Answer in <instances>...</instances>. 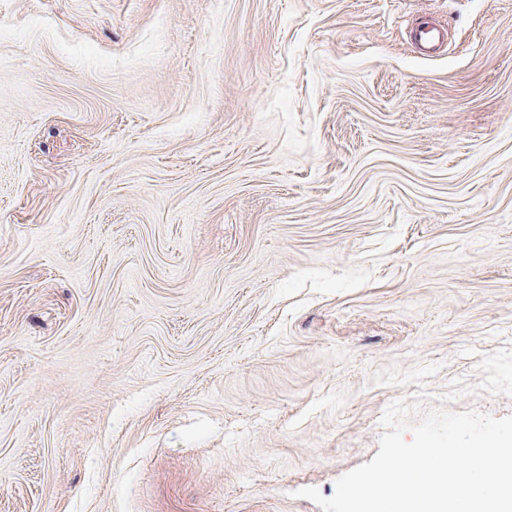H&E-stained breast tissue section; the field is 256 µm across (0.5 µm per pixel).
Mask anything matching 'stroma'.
I'll return each mask as SVG.
<instances>
[{
  "label": "stroma",
  "instance_id": "1",
  "mask_svg": "<svg viewBox=\"0 0 512 512\" xmlns=\"http://www.w3.org/2000/svg\"><path fill=\"white\" fill-rule=\"evenodd\" d=\"M504 347L512 0H0V512H322Z\"/></svg>",
  "mask_w": 512,
  "mask_h": 512
}]
</instances>
